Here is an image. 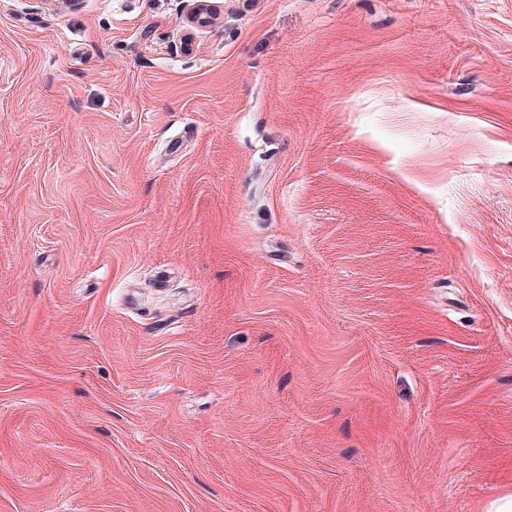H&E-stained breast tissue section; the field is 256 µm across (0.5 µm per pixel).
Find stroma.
Returning <instances> with one entry per match:
<instances>
[{"mask_svg":"<svg viewBox=\"0 0 512 512\" xmlns=\"http://www.w3.org/2000/svg\"><path fill=\"white\" fill-rule=\"evenodd\" d=\"M0 0V512L512 498V0ZM192 7L186 14L190 27L205 28L216 22L220 14L208 0H193Z\"/></svg>","mask_w":512,"mask_h":512,"instance_id":"stroma-1","label":"stroma"}]
</instances>
